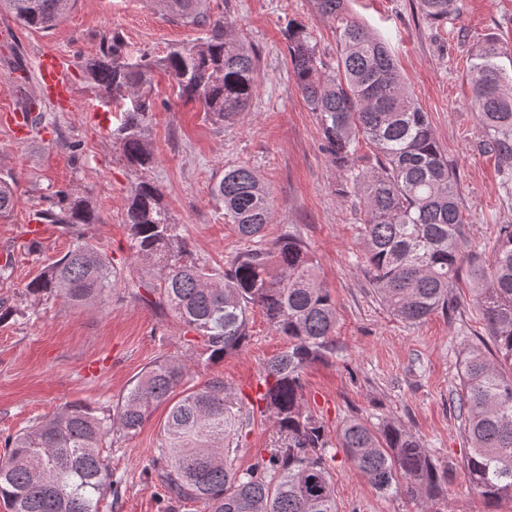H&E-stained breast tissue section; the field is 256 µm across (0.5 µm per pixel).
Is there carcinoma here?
I'll list each match as a JSON object with an SVG mask.
<instances>
[{
	"label": "carcinoma",
	"mask_w": 512,
	"mask_h": 512,
	"mask_svg": "<svg viewBox=\"0 0 512 512\" xmlns=\"http://www.w3.org/2000/svg\"><path fill=\"white\" fill-rule=\"evenodd\" d=\"M457 2L421 5L428 17L444 19L458 10ZM152 4L200 28L203 37L153 60L146 54L131 58L114 36L103 40L100 56L85 62L99 99L120 106L112 140L133 176L125 210L131 257L151 264L158 304L205 338L210 358L243 346L255 307L288 337V349L263 367L265 389L257 401V410L275 420L283 442L250 466H236L233 443L243 420L232 392L218 378L183 389L184 364L167 359L143 372L112 408L98 412L65 404L9 438L0 459V500L9 512H98L104 497L119 501L122 480L113 477L103 443L116 430L137 433L164 402L169 411L149 473L170 498L200 502L205 512H338L330 465L334 446L376 489L389 493L402 477L410 497L438 499L444 490L431 455L410 431L354 418L333 445L307 410L302 373L330 352L336 304L317 282L300 238L288 233L266 241L272 203L256 174L245 166L229 168L212 186L224 219L251 243L220 277L192 257L161 204L160 188L144 176L154 164L147 143L154 69L173 75L179 96L199 103L216 124L232 122L257 91L252 54L233 33V22L210 15L207 0ZM74 5L75 0H0V9L20 24L42 31L54 29ZM319 9L340 21L336 74L321 73L323 63L305 25L289 23L285 39L297 87L318 114L327 149L336 167L347 172L364 213L361 260L369 285L382 306L410 326L453 307L454 288L462 271L468 272L493 348L472 344L460 363L456 403L470 442L465 473L486 501L512 500V224L498 226L489 248L465 249L467 230L448 161L393 55L367 27L347 19L346 0H319ZM501 58L499 47L487 42L473 54L469 79L486 148L512 161V74ZM364 142L375 154L372 169L355 166ZM16 187L14 174L0 173L1 219L15 207ZM34 220L60 226L73 242L25 285L24 295L107 304L122 270L83 231L96 223L89 198L54 190Z\"/></svg>",
	"instance_id": "obj_1"
}]
</instances>
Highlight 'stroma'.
Segmentation results:
<instances>
[{
	"label": "stroma",
	"instance_id": "35a3bbf8",
	"mask_svg": "<svg viewBox=\"0 0 512 512\" xmlns=\"http://www.w3.org/2000/svg\"><path fill=\"white\" fill-rule=\"evenodd\" d=\"M316 2L210 0L211 13L231 18L237 37L251 50L257 92L233 124L219 126L198 103L178 97L172 76L154 71L156 107L148 143L155 162L148 176L161 187L163 204L194 256L214 273L223 271L243 243L225 223L211 188L226 168H252L273 204L267 241L288 232L302 239L321 285L336 302L332 353L303 374L306 405L328 437L353 418L410 430L430 449L445 486L438 512H512V501L488 504L465 477L469 442L454 396L462 353L484 329L468 281L455 290L453 311L408 326L378 302L356 262L362 214L344 172L323 148L318 116L297 88L284 36L288 23L304 24L323 61L334 64L337 22ZM461 5L459 14L442 20L425 18L418 0H346V11L388 42L455 175L472 240L484 245L498 225L512 224V196L505 192L503 164L484 147L468 69L472 54L491 37L512 56V0H461ZM6 26L14 37L0 40V115L29 106L47 121L20 140L0 126V170L18 181V202L0 219V264L13 261L11 277L0 280V303L19 310L0 324V442L67 403L110 408L145 368L176 358L188 368L192 385L219 378L234 393L245 411L236 464L251 465L279 441L276 423L253 411L252 403L264 384V364L287 349L288 339L255 309L247 344L213 360L203 337L146 301L156 279L129 252L124 218L132 176L111 136L118 110L102 105L82 68L99 56L106 35L160 58L175 46L197 42L201 30L171 21L149 0H77L48 32L24 27L2 11L0 28ZM46 46L70 68L69 107L55 106L39 90L37 60ZM75 143L80 151H72ZM66 187L91 197L97 221L86 233L123 268L126 279L113 289L108 307L48 299L33 317L25 284L72 242L57 225H35L33 215L45 207L50 190ZM36 227L41 250L32 253L28 244ZM167 411V405L158 406L136 435L112 434L104 452L122 480L123 496L117 503L102 499L99 512H165L162 489L146 468ZM332 475L339 512H423V501L405 491L379 492L344 453L336 454Z\"/></svg>",
	"mask_w": 512,
	"mask_h": 512
}]
</instances>
